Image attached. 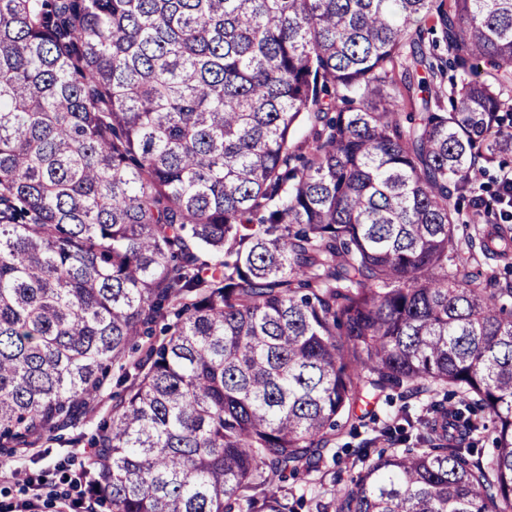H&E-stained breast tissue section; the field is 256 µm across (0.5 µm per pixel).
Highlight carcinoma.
<instances>
[{"mask_svg":"<svg viewBox=\"0 0 512 512\" xmlns=\"http://www.w3.org/2000/svg\"><path fill=\"white\" fill-rule=\"evenodd\" d=\"M431 17L447 60L405 54ZM450 65L447 108L410 70ZM511 89L512 0H0V462L113 369L109 512H512V282L452 251ZM389 389L421 447L275 490Z\"/></svg>","mask_w":512,"mask_h":512,"instance_id":"1","label":"carcinoma"}]
</instances>
